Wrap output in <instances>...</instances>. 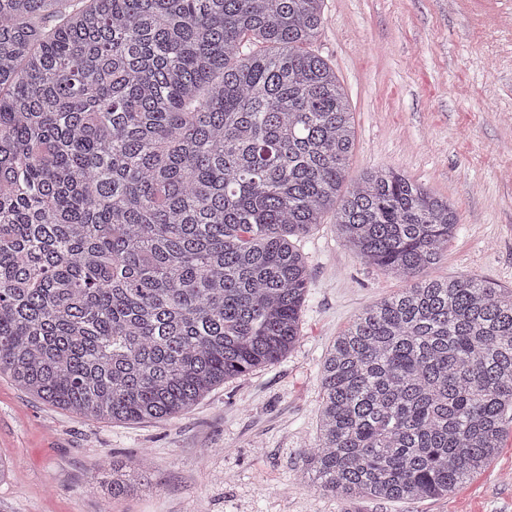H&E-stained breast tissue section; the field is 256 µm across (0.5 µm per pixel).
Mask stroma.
I'll use <instances>...</instances> for the list:
<instances>
[{
	"label": "stroma",
	"mask_w": 512,
	"mask_h": 512,
	"mask_svg": "<svg viewBox=\"0 0 512 512\" xmlns=\"http://www.w3.org/2000/svg\"><path fill=\"white\" fill-rule=\"evenodd\" d=\"M314 44L354 117L349 177L392 168L447 199L461 222L434 279L512 288V0H325ZM333 217L298 239L310 283L301 339L171 420L115 423L46 403L0 375V512H512L503 450L454 495L342 505L302 473L318 440L320 363L398 277L343 246ZM146 456L151 491L110 497L97 463Z\"/></svg>",
	"instance_id": "1"
}]
</instances>
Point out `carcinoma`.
Listing matches in <instances>:
<instances>
[{
	"label": "carcinoma",
	"instance_id": "carcinoma-1",
	"mask_svg": "<svg viewBox=\"0 0 512 512\" xmlns=\"http://www.w3.org/2000/svg\"><path fill=\"white\" fill-rule=\"evenodd\" d=\"M324 0H0V375L139 423L277 363L342 242L409 283L321 366L304 470L346 502L444 497L498 457L512 288L430 279L448 202L393 169L346 184L353 112L313 49ZM147 463L103 469L117 497Z\"/></svg>",
	"mask_w": 512,
	"mask_h": 512
}]
</instances>
